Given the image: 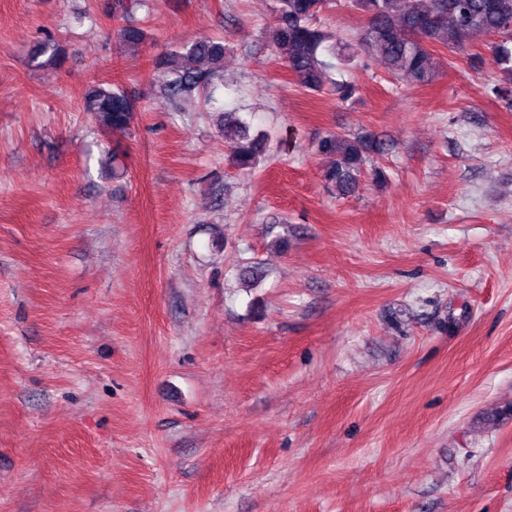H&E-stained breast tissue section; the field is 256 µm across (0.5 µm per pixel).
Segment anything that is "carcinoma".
<instances>
[{
  "mask_svg": "<svg viewBox=\"0 0 512 512\" xmlns=\"http://www.w3.org/2000/svg\"><path fill=\"white\" fill-rule=\"evenodd\" d=\"M332 0H273L274 21L269 29L270 46L311 92L332 87L345 101L355 93L351 84L330 79V64L322 52L334 48L336 36L315 24L316 15ZM367 17L365 28L353 44H342L347 57L363 55L379 61L388 75L406 79L412 85H426L435 78L430 46L439 44L461 51L482 37H496L491 43L492 61L501 75L496 91L512 93V0H350ZM147 0H112L107 14L115 31L131 52L145 40L144 27L135 18ZM224 42L198 37L156 60L159 89L168 103L179 109L181 101L196 95L214 100V82L224 67ZM58 65L63 52L58 40L47 37L32 50V60ZM84 111L95 115L105 128L124 131L134 121L136 105L117 86L89 85L83 92ZM232 165L250 171L265 151V136L249 133L246 122L235 119L224 125ZM383 147L362 138L328 134L319 151L335 157L325 171V181L336 193L348 196L359 188L366 154L381 153Z\"/></svg>",
  "mask_w": 512,
  "mask_h": 512,
  "instance_id": "1",
  "label": "carcinoma"
}]
</instances>
